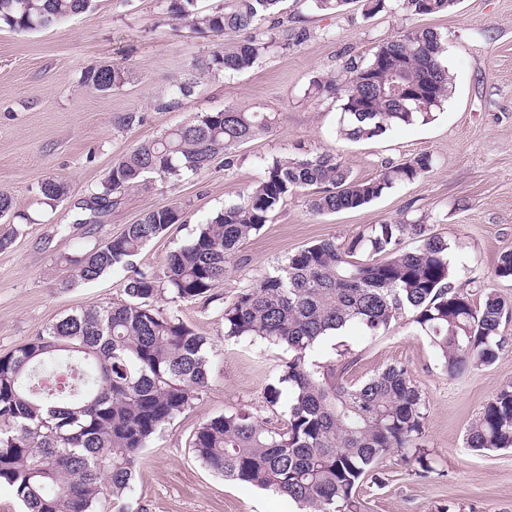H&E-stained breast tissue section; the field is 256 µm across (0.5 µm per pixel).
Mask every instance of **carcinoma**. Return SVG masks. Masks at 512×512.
Listing matches in <instances>:
<instances>
[{"mask_svg":"<svg viewBox=\"0 0 512 512\" xmlns=\"http://www.w3.org/2000/svg\"><path fill=\"white\" fill-rule=\"evenodd\" d=\"M279 2L224 0L222 8L203 13L197 0H170L169 10L197 33L232 38L202 60L201 71L233 76L265 53L301 40L299 31L255 27ZM310 2L336 14L351 0ZM399 2L412 14L433 15L452 10L454 0ZM91 6L92 0H0V27L39 31ZM446 52L440 32L408 29L352 64L346 81L321 79L312 91L341 101L338 133L349 141L427 124L448 98ZM127 80L128 71L111 64L83 75L84 85L99 93ZM143 120L135 110L113 118L119 129ZM274 124L271 115L238 107L188 118L117 158L82 205L90 212L83 222L96 221L151 176L179 179L219 157L231 164L234 148ZM432 167V155L421 153L358 180L342 157L306 150L267 163L264 178L198 225L160 270L139 267L135 259L180 222L177 206L148 211L119 236L66 259L72 276L83 282L128 271L121 283L124 298L69 314L0 355V488L11 491L25 512H96L103 499L119 505L118 512H143L131 497L142 449L209 384L206 337L177 313L156 308V301L166 295L174 302L213 299L237 252L297 191L315 188L308 205L317 214L354 210ZM37 190L52 207L70 188L48 178ZM9 217L30 220L1 191L0 219ZM409 234L420 245L407 250L402 240ZM449 249L424 224H373L343 246L324 239L297 251L277 272L240 292L224 306V336L286 347L289 356L270 403L288 389V418L270 427L244 411L211 417L192 435L194 457L216 474L285 496L305 512H363L358 488L369 478L379 481V464L394 452L414 466V474L432 473L420 442L426 399L407 368L388 366L357 384L345 378L348 364L317 362L313 351L322 338L347 326L374 335L411 311L449 375L493 364L507 344L502 326L512 317V300L491 291L477 304L457 289ZM54 372L66 374L67 383L45 384ZM466 444L476 451L512 448V385L472 420Z\"/></svg>","mask_w":512,"mask_h":512,"instance_id":"obj_1","label":"carcinoma"}]
</instances>
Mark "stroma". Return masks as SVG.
Returning a JSON list of instances; mask_svg holds the SVG:
<instances>
[{
    "instance_id": "obj_1",
    "label": "stroma",
    "mask_w": 512,
    "mask_h": 512,
    "mask_svg": "<svg viewBox=\"0 0 512 512\" xmlns=\"http://www.w3.org/2000/svg\"><path fill=\"white\" fill-rule=\"evenodd\" d=\"M280 21L303 30L302 43L273 50L231 77L198 70V61L222 39L174 21L168 0H94L89 11L38 32L0 28V190L33 218L18 225L12 246L0 251V353L62 316L121 300L123 270L84 283L64 260L119 235L144 212L174 205L184 212L182 223L136 259L159 269L170 251L191 240L196 225L259 181L269 161L294 157L298 148L342 156L358 179L420 153L435 161L430 173L356 210L317 214L298 192L243 246L215 288V301H157V308L178 312L206 336L213 356L208 387L142 453L133 496L144 512H298L288 498L209 471L190 448L203 420L228 411L249 412L271 426L282 419L288 398L270 403L268 389L287 349L225 339L222 310L288 255L323 239L346 244L374 224H425L447 238L456 286L477 302L489 291L512 297V281L494 275L500 255L512 251V0H460L442 14L396 9L371 18L358 0L338 15L313 9L310 0H282L279 12L259 26ZM414 27L435 29L447 40L453 83L434 120L373 140L338 137L340 103L311 94L313 81H344L348 59L371 57L382 41ZM99 64L125 67L127 82L106 93L88 90L82 74ZM186 81L190 95L165 107ZM227 106L273 113L276 124L237 147L231 165L218 160L197 175L151 179L97 221L81 223L79 202L100 188L116 158L191 116ZM131 110L141 112L143 122L115 129L113 114ZM49 177L70 187L68 198L52 208L36 195ZM343 350L351 362L349 381L403 365L427 400L424 443L433 473L418 477L399 454L389 455L381 465L383 483L360 488L364 512H512V449L476 452L465 443L483 405L512 384V342L494 364L452 377L407 313L374 336L350 326L324 337L314 357L332 362Z\"/></svg>"
}]
</instances>
